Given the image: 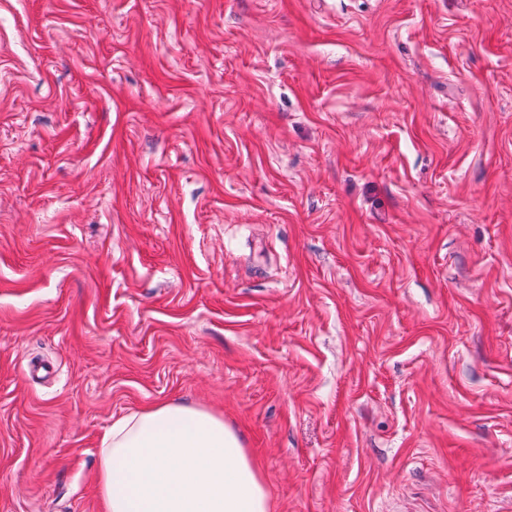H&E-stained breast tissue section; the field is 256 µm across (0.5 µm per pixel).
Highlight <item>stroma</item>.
Masks as SVG:
<instances>
[{
    "instance_id": "1",
    "label": "stroma",
    "mask_w": 512,
    "mask_h": 512,
    "mask_svg": "<svg viewBox=\"0 0 512 512\" xmlns=\"http://www.w3.org/2000/svg\"><path fill=\"white\" fill-rule=\"evenodd\" d=\"M165 401L274 512H512V0H0V512Z\"/></svg>"
}]
</instances>
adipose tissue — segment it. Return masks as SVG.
Returning <instances> with one entry per match:
<instances>
[{
  "label": "adipose tissue",
  "mask_w": 512,
  "mask_h": 512,
  "mask_svg": "<svg viewBox=\"0 0 512 512\" xmlns=\"http://www.w3.org/2000/svg\"><path fill=\"white\" fill-rule=\"evenodd\" d=\"M97 490L102 512H272L237 431L175 402L112 424L98 450Z\"/></svg>",
  "instance_id": "ef3b65f1"
}]
</instances>
